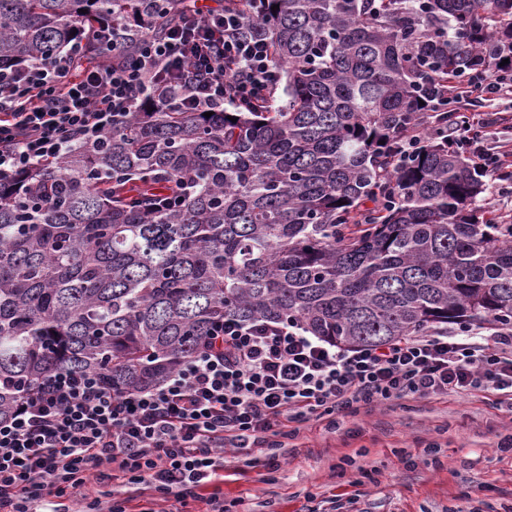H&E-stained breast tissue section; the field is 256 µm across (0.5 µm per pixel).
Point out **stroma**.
<instances>
[{"label":"stroma","instance_id":"1","mask_svg":"<svg viewBox=\"0 0 512 512\" xmlns=\"http://www.w3.org/2000/svg\"><path fill=\"white\" fill-rule=\"evenodd\" d=\"M357 421L354 437L309 422L276 471L225 449L226 512H315L335 495L349 512H512V454L494 446L512 416L482 394L388 403Z\"/></svg>","mask_w":512,"mask_h":512}]
</instances>
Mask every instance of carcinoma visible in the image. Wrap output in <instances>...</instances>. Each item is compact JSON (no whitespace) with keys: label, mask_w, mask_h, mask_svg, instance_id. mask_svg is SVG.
Returning a JSON list of instances; mask_svg holds the SVG:
<instances>
[{"label":"carcinoma","mask_w":512,"mask_h":512,"mask_svg":"<svg viewBox=\"0 0 512 512\" xmlns=\"http://www.w3.org/2000/svg\"><path fill=\"white\" fill-rule=\"evenodd\" d=\"M279 10L272 11V6ZM282 73L271 101L134 112L0 183V418L61 370L121 392L190 360L226 317L341 346L512 329V224L421 96L512 66V0H226ZM178 0H0V66L76 39L126 53ZM236 121L229 120V117ZM181 196L173 209L155 203Z\"/></svg>","instance_id":"carcinoma-1"}]
</instances>
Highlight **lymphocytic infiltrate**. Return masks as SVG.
I'll return each instance as SVG.
<instances>
[{
    "instance_id": "obj_1",
    "label": "lymphocytic infiltrate",
    "mask_w": 512,
    "mask_h": 512,
    "mask_svg": "<svg viewBox=\"0 0 512 512\" xmlns=\"http://www.w3.org/2000/svg\"><path fill=\"white\" fill-rule=\"evenodd\" d=\"M242 22L235 10L204 4L163 36L144 34L130 60L117 48L88 58L79 40L53 60L0 68V179L56 162L134 112H215L273 96L279 72L264 39L241 35ZM475 94L512 100V73L473 71L449 88L448 104ZM455 135L491 179L512 167V142L492 120ZM467 391L492 394L495 408L512 412V331L472 326L346 348L289 321L227 319L159 384L117 393L98 373L59 371L23 394L0 419V512H31L36 502L49 512H125L107 489L117 478L151 491L144 512L172 498L224 512L208 488L225 449L260 448L275 470L309 421L336 431L389 401Z\"/></svg>"
}]
</instances>
